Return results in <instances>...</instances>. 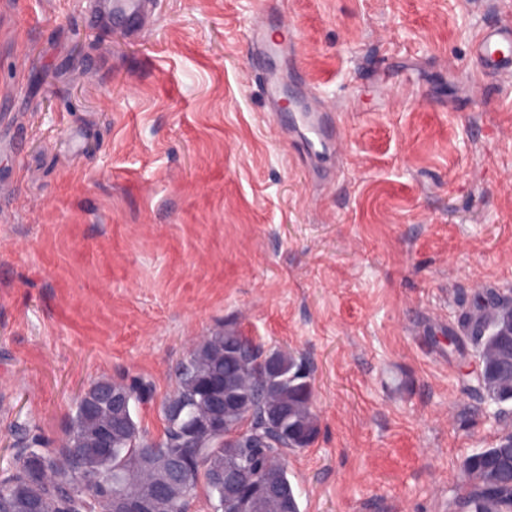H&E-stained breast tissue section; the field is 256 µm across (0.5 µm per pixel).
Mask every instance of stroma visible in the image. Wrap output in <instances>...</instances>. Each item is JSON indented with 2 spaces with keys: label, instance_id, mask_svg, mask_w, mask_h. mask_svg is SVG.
Listing matches in <instances>:
<instances>
[{
  "label": "stroma",
  "instance_id": "obj_1",
  "mask_svg": "<svg viewBox=\"0 0 512 512\" xmlns=\"http://www.w3.org/2000/svg\"><path fill=\"white\" fill-rule=\"evenodd\" d=\"M262 0H156L142 31L92 0H0V468L50 445L93 381L153 385L240 325L308 358L318 434L286 464L300 512H459L463 460L507 431L448 342L512 289V87L466 82L512 0H283L291 49L253 54ZM346 100L344 155L270 118Z\"/></svg>",
  "mask_w": 512,
  "mask_h": 512
}]
</instances>
